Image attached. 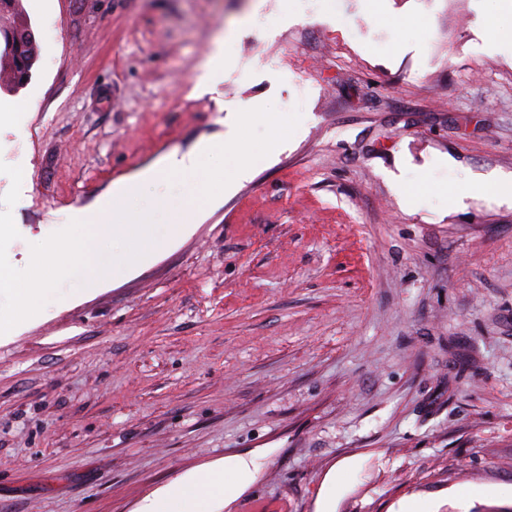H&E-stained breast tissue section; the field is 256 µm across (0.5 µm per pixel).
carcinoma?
<instances>
[{
  "label": "carcinoma",
  "mask_w": 512,
  "mask_h": 512,
  "mask_svg": "<svg viewBox=\"0 0 512 512\" xmlns=\"http://www.w3.org/2000/svg\"><path fill=\"white\" fill-rule=\"evenodd\" d=\"M37 50L21 0H0V89H17L31 79Z\"/></svg>",
  "instance_id": "cac0c4a2"
}]
</instances>
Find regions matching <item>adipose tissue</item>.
Segmentation results:
<instances>
[{
	"label": "adipose tissue",
	"instance_id": "ef3b65f1",
	"mask_svg": "<svg viewBox=\"0 0 512 512\" xmlns=\"http://www.w3.org/2000/svg\"><path fill=\"white\" fill-rule=\"evenodd\" d=\"M259 471L257 457H227L153 492L136 512H221L251 486Z\"/></svg>",
	"mask_w": 512,
	"mask_h": 512
}]
</instances>
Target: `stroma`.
Here are the masks:
<instances>
[{
    "label": "stroma",
    "instance_id": "1",
    "mask_svg": "<svg viewBox=\"0 0 512 512\" xmlns=\"http://www.w3.org/2000/svg\"><path fill=\"white\" fill-rule=\"evenodd\" d=\"M252 5L23 0L38 60L0 90V160L27 167L12 266L225 113L302 119L152 261L64 282L0 340V512H135L252 452L225 512L512 507V205L475 181L512 173V19L500 0ZM224 39H219L216 42L214 54L202 70V73L198 77V83L196 90L204 93L207 91L212 82L217 78L221 67H224Z\"/></svg>",
    "mask_w": 512,
    "mask_h": 512
}]
</instances>
